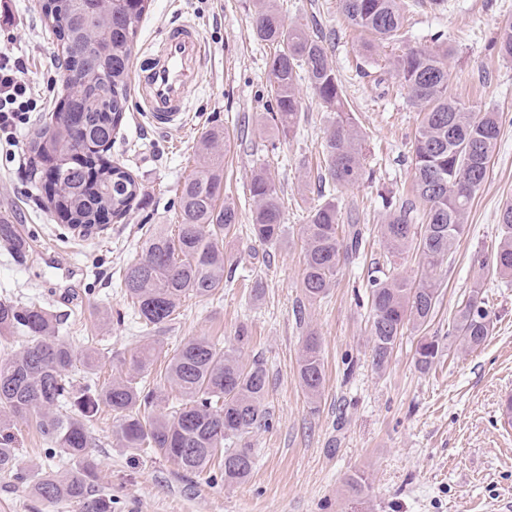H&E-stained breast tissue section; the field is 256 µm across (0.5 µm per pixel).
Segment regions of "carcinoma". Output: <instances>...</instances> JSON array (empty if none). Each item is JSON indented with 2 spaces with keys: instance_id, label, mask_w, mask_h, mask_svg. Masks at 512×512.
Returning a JSON list of instances; mask_svg holds the SVG:
<instances>
[{
  "instance_id": "cac0c4a2",
  "label": "carcinoma",
  "mask_w": 512,
  "mask_h": 512,
  "mask_svg": "<svg viewBox=\"0 0 512 512\" xmlns=\"http://www.w3.org/2000/svg\"><path fill=\"white\" fill-rule=\"evenodd\" d=\"M347 25L372 37L365 57L377 45L403 37L405 0H339ZM150 0H43L46 26L61 51L63 80L81 92L63 100L51 123L33 134L30 152L39 160V177L56 188L50 206L73 226L101 223L104 212L122 218L138 200L140 187L121 165L103 160L112 132L128 109L129 70L143 16ZM255 37L274 47L266 66L273 78V103L265 119L277 136L290 139L304 106L298 79L305 76L326 112L324 169L318 174V198L301 227L305 299L320 302L334 287L341 259L365 246L364 229L350 225L339 235L336 190L365 174L363 136L348 107L340 76L329 62L328 48L297 26L287 24L276 0H260ZM494 45L512 59V21L499 29ZM448 46L436 51L408 48L389 62L418 109L419 123L410 152L413 194L387 203L377 233L393 257L412 248L420 255L423 275L412 285L383 266L369 280L372 364L388 365L405 332L425 330L440 302L434 268L463 235L473 197L486 180L500 136L502 115L471 112L450 93L444 60ZM224 132L208 131L197 146L199 162L184 181L179 203L181 223L168 230L147 228L141 257L123 278L130 309L150 335L177 319L186 299L210 298L224 289L231 256L224 240L234 235L238 210L218 205L224 193ZM249 193L254 203L250 232L254 241L276 246L285 235L277 173L268 164L253 171ZM423 211L424 224H414ZM500 240L495 267L512 279V202L499 217ZM0 246L23 257L17 227L0 219ZM491 321L480 291L475 290L455 315L448 339L465 350L479 348ZM19 332L30 345L0 360V472L11 473L28 495L49 502L66 501L78 512H112V494L100 484L98 463L90 455L88 424L103 408L117 419L122 447L163 456L187 473L214 466L224 483L245 481L254 466L250 434L268 425L265 401L269 377L264 364L242 355L251 332L239 327L237 347L219 339L193 338L158 366L162 350L149 340L129 353L112 356L118 375L98 384L78 386L70 377L75 353L58 335L54 315L44 306L0 299V333ZM439 342L423 337L415 349L417 367L426 372L441 356ZM305 394L320 396L325 378L318 336L307 331L298 363ZM35 419L36 428L66 462L56 469H18L11 429Z\"/></svg>"
}]
</instances>
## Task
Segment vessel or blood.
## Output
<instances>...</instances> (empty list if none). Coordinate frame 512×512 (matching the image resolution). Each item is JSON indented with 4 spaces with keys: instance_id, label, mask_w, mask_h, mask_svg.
<instances>
[{
    "instance_id": "obj_1",
    "label": "vessel or blood",
    "mask_w": 512,
    "mask_h": 512,
    "mask_svg": "<svg viewBox=\"0 0 512 512\" xmlns=\"http://www.w3.org/2000/svg\"><path fill=\"white\" fill-rule=\"evenodd\" d=\"M207 48L201 31L187 21L167 25L160 45L134 74V89L160 129L182 119L201 81Z\"/></svg>"
}]
</instances>
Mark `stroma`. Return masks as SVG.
I'll list each match as a JSON object with an SVG mask.
<instances>
[{
	"instance_id": "obj_1",
	"label": "stroma",
	"mask_w": 512,
	"mask_h": 512,
	"mask_svg": "<svg viewBox=\"0 0 512 512\" xmlns=\"http://www.w3.org/2000/svg\"><path fill=\"white\" fill-rule=\"evenodd\" d=\"M288 24L322 32L349 107L364 136L368 174L338 195L340 222L367 234L364 250L345 261L329 296L305 305L301 289V226L317 201L318 169L327 124L307 78H300L305 118L293 139L281 140L263 115L271 105L270 49L252 31L256 0H152L138 52L153 53L165 25L195 24L209 52L202 80L183 119L155 128L137 99H130L108 157L131 171L144 197L122 219L77 236L49 207L43 182L30 173L29 136L16 146L0 140V217L23 226L24 261L0 250V297L48 308L59 333L83 353L88 337L102 347L130 350L141 328L126 317L122 276L140 256L145 224L177 221L179 190L196 168V145L213 127L224 129V198L240 214L227 242L231 278L214 299L186 300L182 314L157 332L164 353L185 341L220 336L232 346L240 324L252 340L245 358L260 359L269 376L265 404L269 427L252 433L255 465L231 486L208 474H190L166 458L122 448L111 411L91 422V453L100 483L112 494V512H512V427L501 406L512 395V282L495 271L498 215L512 200V62L491 46L512 19V0H448L446 6L411 8L403 44L429 49L444 34L451 53V91L476 110L503 116L488 177L472 202L464 235L435 271L442 293L424 333L406 332L385 371L374 369L369 342L368 278L388 261L377 236L385 203L411 191L410 146L417 110L379 58L361 53L363 35L347 27L337 0H278ZM41 0H10V23L0 22V48L23 56L37 99L35 125L49 123L65 95L55 40L44 24ZM278 168L287 226L283 244L255 242L249 232L253 202L249 182L260 163ZM261 300H250L253 281ZM481 289L493 323L486 342L470 351L449 345L448 329L473 289ZM305 321H298V307ZM321 340L325 381L309 402L298 376L307 331ZM445 350L431 370L415 365L419 336ZM20 469L55 466L46 441L25 423L16 430ZM366 477L361 496L345 492L353 473ZM0 512H76L66 503L28 496L22 484L0 473Z\"/></svg>"
}]
</instances>
